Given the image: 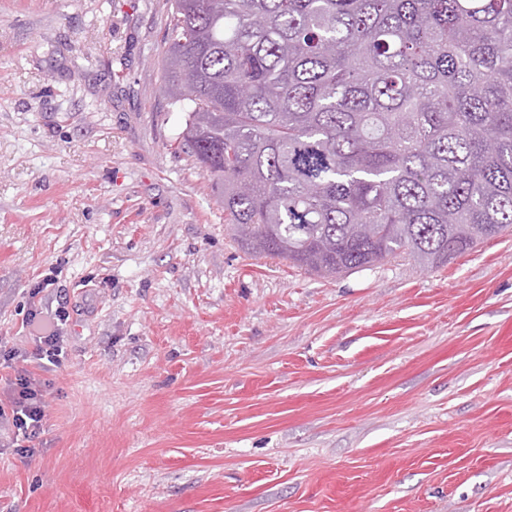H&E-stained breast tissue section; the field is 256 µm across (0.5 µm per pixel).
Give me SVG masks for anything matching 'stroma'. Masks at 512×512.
I'll use <instances>...</instances> for the list:
<instances>
[{
	"label": "stroma",
	"instance_id": "obj_1",
	"mask_svg": "<svg viewBox=\"0 0 512 512\" xmlns=\"http://www.w3.org/2000/svg\"><path fill=\"white\" fill-rule=\"evenodd\" d=\"M165 10L0 0V336L70 312L0 512H512V233L336 277L247 252L173 148Z\"/></svg>",
	"mask_w": 512,
	"mask_h": 512
}]
</instances>
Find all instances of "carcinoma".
Here are the masks:
<instances>
[{
    "mask_svg": "<svg viewBox=\"0 0 512 512\" xmlns=\"http://www.w3.org/2000/svg\"><path fill=\"white\" fill-rule=\"evenodd\" d=\"M176 149L249 252L437 268L512 232V0H168Z\"/></svg>",
    "mask_w": 512,
    "mask_h": 512,
    "instance_id": "cac0c4a2",
    "label": "carcinoma"
}]
</instances>
